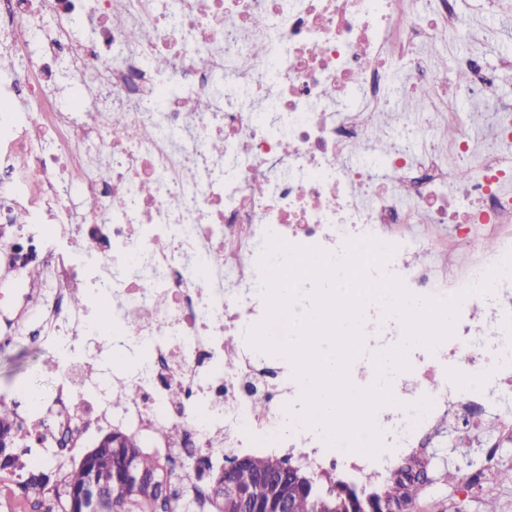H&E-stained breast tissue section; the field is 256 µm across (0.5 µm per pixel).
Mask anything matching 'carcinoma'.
Instances as JSON below:
<instances>
[{
  "label": "carcinoma",
  "mask_w": 512,
  "mask_h": 512,
  "mask_svg": "<svg viewBox=\"0 0 512 512\" xmlns=\"http://www.w3.org/2000/svg\"><path fill=\"white\" fill-rule=\"evenodd\" d=\"M11 408L0 403V449L14 450L11 433ZM133 466L145 474L140 482L127 483L123 473ZM417 458L404 460L401 470L409 474L405 482H394L391 486L378 485V475L374 472L365 476L362 491L373 497L378 512H386L395 498L411 500L416 490L415 481L421 471ZM112 478L110 492L114 512H242L240 502L224 494V474L210 477L207 484L208 500L192 499L184 496L182 478L166 469L161 460L143 451L140 440L130 434H122L120 447H96L89 450L80 464L66 472L61 487L54 490L55 500L49 501L46 512H62L63 491L80 486L86 476V468ZM12 475L20 478L19 486L28 498H44L49 493V477L38 471L35 465L14 455L10 466ZM265 473L275 475L274 485L258 490V497L264 504L275 505L280 499L290 497L294 512H349L346 499L337 492L342 482L331 472H316L298 463L293 456L279 457L274 454L249 455L247 465L240 469L234 480L242 487L252 484L253 476ZM162 475L168 478V495L162 496L155 478Z\"/></svg>",
  "instance_id": "obj_1"
}]
</instances>
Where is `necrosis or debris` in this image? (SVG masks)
<instances>
[{"label":"necrosis or debris","instance_id":"1","mask_svg":"<svg viewBox=\"0 0 512 512\" xmlns=\"http://www.w3.org/2000/svg\"><path fill=\"white\" fill-rule=\"evenodd\" d=\"M436 2L0 0V232L13 238L0 277L16 279L13 297H0V337L55 343L65 363L53 397L16 412L15 439L69 456L117 424L174 467L212 464L218 443L260 445L303 449L313 468L357 479L372 467L390 475L445 428L484 460L482 473L460 474L464 486L502 464L512 362L497 352L512 345V273L491 293L466 289L512 253V95L499 92L512 57L488 65L481 31L455 0ZM46 14L73 24L19 39ZM462 28L460 93L432 49ZM63 75L81 90L66 104L48 95ZM168 75L183 97L163 96ZM380 112L387 125L375 124ZM272 236L334 256L372 236L395 248L372 277L388 272L418 297L464 295L452 336L410 348L407 369L393 371L394 400L374 415L377 456L297 423L290 363L249 343L267 312L259 261ZM81 290L111 309L107 328L74 307ZM360 330L350 369L373 381L374 356L403 325L373 301ZM108 347L140 359L119 408L106 400L119 382L100 364ZM175 387L181 400L168 398ZM257 401L270 416L251 415Z\"/></svg>","mask_w":512,"mask_h":512}]
</instances>
